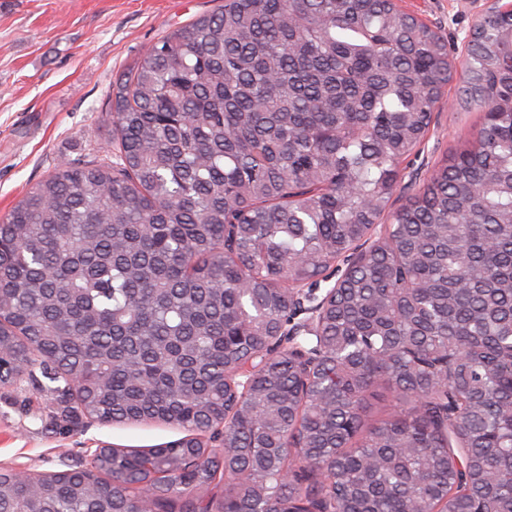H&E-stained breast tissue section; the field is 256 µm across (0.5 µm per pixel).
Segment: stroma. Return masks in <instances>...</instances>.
I'll list each match as a JSON object with an SVG mask.
<instances>
[{
	"label": "stroma",
	"instance_id": "1",
	"mask_svg": "<svg viewBox=\"0 0 512 512\" xmlns=\"http://www.w3.org/2000/svg\"><path fill=\"white\" fill-rule=\"evenodd\" d=\"M224 0H0V217L63 162L110 149L112 88L166 30ZM465 53L487 0H400ZM484 112L449 84L425 150L405 172L423 180L478 128ZM44 395L21 402L0 389V467L30 474L85 464L104 446L145 449L179 439L161 425L84 422L48 427Z\"/></svg>",
	"mask_w": 512,
	"mask_h": 512
}]
</instances>
